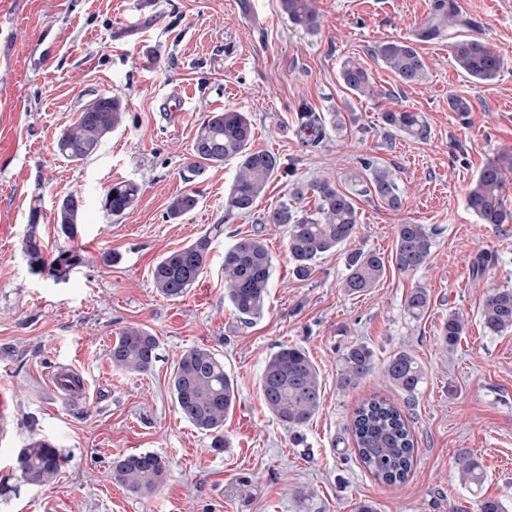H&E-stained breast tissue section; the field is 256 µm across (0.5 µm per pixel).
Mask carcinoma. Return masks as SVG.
<instances>
[{
    "label": "carcinoma",
    "instance_id": "cac0c4a2",
    "mask_svg": "<svg viewBox=\"0 0 512 512\" xmlns=\"http://www.w3.org/2000/svg\"><path fill=\"white\" fill-rule=\"evenodd\" d=\"M282 12L294 26L314 33L319 27L316 0H280ZM454 0H433L431 13L418 29L416 39L432 41L448 29L463 25ZM373 56L382 61L403 84H418L425 77V63L408 41H380ZM453 60L458 69L477 81H490L500 74L504 59L483 41L469 38L453 43ZM340 78L344 86L357 96L375 94L366 69L352 60L342 63ZM125 112L120 98L100 95L84 105L76 120L65 129L55 143L58 155L71 162L83 161L96 154L115 131ZM301 131L314 144L325 137L322 118L308 107L299 112ZM384 125L408 135L424 138L428 126L418 112H385ZM253 125L246 112L225 110L211 112L202 119L193 140L192 156L204 163L222 164L236 160L238 168L231 188L224 198L228 216L252 213L267 183L279 172L280 159L266 151L251 149ZM371 170L370 186L385 206L398 211L403 194L395 173L364 161ZM512 175V150L501 151L479 171L467 191V206L483 224H506L509 217L503 207V190ZM141 186L133 180L112 184L101 200L102 210L118 220L136 205ZM312 195L316 207L310 212L282 205L267 213L265 224L288 226V259L294 274L310 275L315 261L355 237L359 224L358 208L351 194L339 191L328 180L299 184L294 197L302 201ZM198 204L196 192H182L169 203L167 214L179 219ZM83 201L76 195L64 197L57 205L54 223L68 239L77 236L81 226ZM433 232L423 224L398 226L391 262L404 274L418 271L429 259ZM211 241L201 237L192 244L164 256L154 267L153 287L157 292L177 300L186 295L203 275ZM24 253L32 273H44L55 280H67L80 263L73 249L60 250L52 259L44 257L42 244L35 233L27 235ZM347 274L342 288L350 295L373 288L385 275L387 265L378 254L354 249L346 255ZM272 260L257 237L241 238L224 252V297L238 318L248 323L262 309L268 292ZM408 313L418 318L429 307L426 289H412L405 300ZM481 317L484 328L498 335L512 331V289L493 288L483 302ZM462 315L452 313L443 324L441 344L453 347L464 333ZM158 340L146 329L132 327L116 338L110 351L112 365L131 373H146L153 368ZM373 351L365 344H355L343 353V369L338 380L342 388L357 385L372 369ZM386 375L394 388L414 396L424 381V371L408 351L390 357ZM171 391L183 419L198 430L213 435L212 447H226L224 418L235 408L237 384L224 370L220 360L209 348L193 347L183 352L171 377ZM264 403L272 415L291 429H300L310 422L321 406L320 375L307 354L298 346H283L267 360L261 376ZM356 451L363 467L378 480L393 486L405 482L412 472L416 457L414 434L408 421L388 398L372 395L356 408L351 424ZM63 457L57 448L44 440H35L17 455V470L30 484L51 483L62 467ZM461 482L472 488L485 481V474L474 456L463 452L457 456ZM114 480L139 495H151L166 483L167 464L157 454L145 451L115 458L112 462Z\"/></svg>",
    "mask_w": 512,
    "mask_h": 512
}]
</instances>
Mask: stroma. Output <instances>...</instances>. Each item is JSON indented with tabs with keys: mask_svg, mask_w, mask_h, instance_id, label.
I'll return each mask as SVG.
<instances>
[{
	"mask_svg": "<svg viewBox=\"0 0 512 512\" xmlns=\"http://www.w3.org/2000/svg\"><path fill=\"white\" fill-rule=\"evenodd\" d=\"M466 24L419 42L415 33L432 0H317L320 27L293 26L280 0H0V512H477L479 498L501 500L512 512V333L493 335L481 319L485 287L512 288V223L483 224L466 193L484 163L512 149V0H454ZM475 37L497 51L505 67L476 83L456 69L451 46ZM416 44L427 77L406 86L371 53L378 42ZM353 59L370 74L376 97H356L339 71ZM183 110H169L174 91ZM101 94L126 108L121 126L82 162L54 151L60 132ZM464 98L470 112L448 109ZM340 113L309 145L297 112ZM247 112L252 149L292 163L274 176L251 214L224 215L237 163L189 170L191 144L210 112ZM422 113L426 138L386 127V111ZM396 171L401 210L364 188L362 159ZM329 177L354 194L356 236L318 259L301 279L288 260L286 226L262 218L292 204L293 184ZM142 187L136 207L109 218L101 199L113 183ZM194 190L197 208L167 216L176 194ZM85 205L76 245L83 257L68 281L31 273L24 238L35 231L45 255L68 247L52 218L65 196ZM44 219L30 226L32 209ZM434 232L431 255L412 274L388 267L368 292L350 295L341 282L348 249L391 258L398 225ZM260 235L272 257L268 295L259 315L242 323L224 298V250ZM211 239L207 269L176 301L161 296L152 271L167 253L201 236ZM492 254L480 278L472 267ZM426 288L420 318L404 300ZM466 329L453 349L440 343L449 314ZM138 326L157 336L151 371L114 368L112 344ZM363 343L375 354L360 384L340 388L342 355ZM308 352L323 384L322 406L303 427V443L266 408L260 376L283 346ZM204 346L223 360L238 388L224 421L226 449L184 420L170 391L181 353ZM409 351L425 371L414 398L386 381L395 352ZM80 376L82 395L62 397L52 372ZM400 407L417 440L408 481L392 488L360 463L351 417L370 395ZM55 444L66 462L57 478L35 486L15 469L32 440ZM481 461L480 495L461 484L460 451ZM151 451L168 465L154 495L131 493L112 477L121 455Z\"/></svg>",
	"mask_w": 512,
	"mask_h": 512,
	"instance_id": "stroma-1",
	"label": "stroma"
}]
</instances>
